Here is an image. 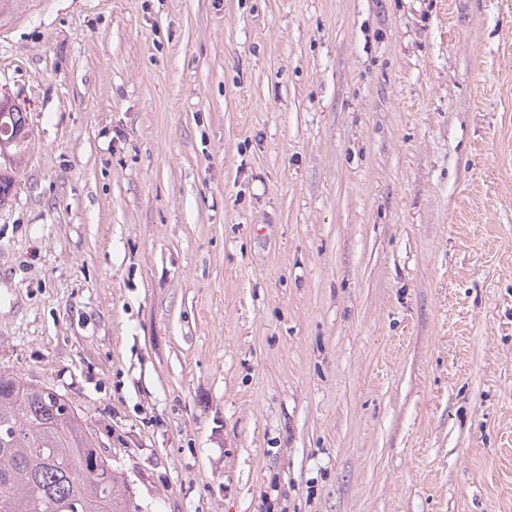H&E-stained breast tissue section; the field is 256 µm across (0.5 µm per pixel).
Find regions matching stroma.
Segmentation results:
<instances>
[{
  "instance_id": "stroma-1",
  "label": "stroma",
  "mask_w": 512,
  "mask_h": 512,
  "mask_svg": "<svg viewBox=\"0 0 512 512\" xmlns=\"http://www.w3.org/2000/svg\"><path fill=\"white\" fill-rule=\"evenodd\" d=\"M0 368L143 512H512V0H21Z\"/></svg>"
}]
</instances>
